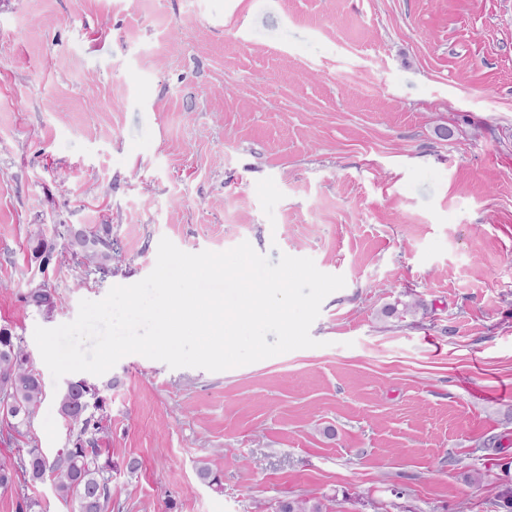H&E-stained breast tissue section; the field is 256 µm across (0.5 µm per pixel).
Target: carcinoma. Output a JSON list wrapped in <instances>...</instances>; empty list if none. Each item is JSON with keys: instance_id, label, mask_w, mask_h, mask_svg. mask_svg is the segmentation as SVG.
<instances>
[{"instance_id": "1", "label": "carcinoma", "mask_w": 512, "mask_h": 512, "mask_svg": "<svg viewBox=\"0 0 512 512\" xmlns=\"http://www.w3.org/2000/svg\"><path fill=\"white\" fill-rule=\"evenodd\" d=\"M75 245L90 263L103 268L112 261V244L92 233L75 234ZM96 388L86 380L73 378L58 396L60 414L68 421L81 425L86 431L93 414L90 407H102L95 398ZM44 399L39 374L31 367L21 345L6 331H0V416L8 409L7 425L17 431L26 426ZM18 470L32 481L43 479L46 473L54 475V487L63 499L77 502L74 512H104V503L112 495L111 462H99V451L88 448L82 439L72 446L59 449L54 457H47L33 447L19 457ZM276 512H325L324 504L315 498H285L278 501Z\"/></svg>"}]
</instances>
